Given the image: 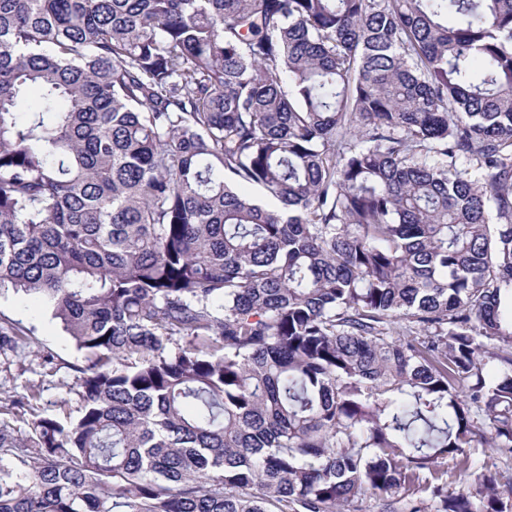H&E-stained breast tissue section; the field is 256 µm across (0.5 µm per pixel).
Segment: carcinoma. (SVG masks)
<instances>
[{
    "label": "carcinoma",
    "mask_w": 512,
    "mask_h": 512,
    "mask_svg": "<svg viewBox=\"0 0 512 512\" xmlns=\"http://www.w3.org/2000/svg\"><path fill=\"white\" fill-rule=\"evenodd\" d=\"M5 286L0 512H508L512 0H0ZM0 323L13 325L30 342L17 353L0 351V400L8 402L33 390L40 394L42 407L54 410L65 400L77 414L80 400L76 382L80 374L76 370L83 365L84 354L47 307L34 296L0 288ZM43 349L52 354L50 364L36 355Z\"/></svg>",
    "instance_id": "cac0c4a2"
}]
</instances>
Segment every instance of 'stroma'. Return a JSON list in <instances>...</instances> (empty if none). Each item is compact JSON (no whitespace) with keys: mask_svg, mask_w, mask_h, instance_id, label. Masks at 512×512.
I'll list each match as a JSON object with an SVG mask.
<instances>
[{"mask_svg":"<svg viewBox=\"0 0 512 512\" xmlns=\"http://www.w3.org/2000/svg\"><path fill=\"white\" fill-rule=\"evenodd\" d=\"M0 323L17 328L28 339L18 352L0 351V400L36 391L42 407L53 410L60 403L78 409L77 369L84 362L71 338L36 297L0 288ZM52 358L43 362L40 350Z\"/></svg>","mask_w":512,"mask_h":512,"instance_id":"obj_1","label":"stroma"}]
</instances>
